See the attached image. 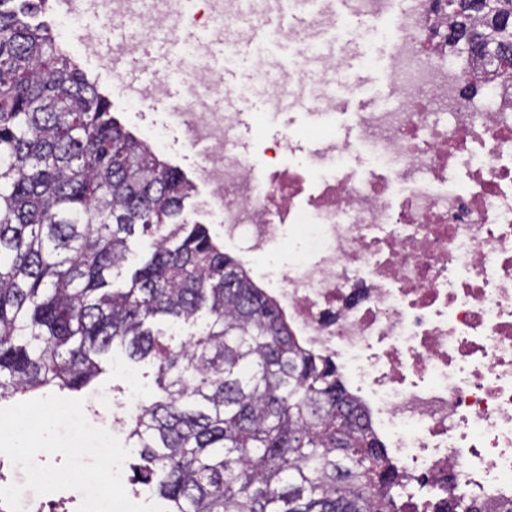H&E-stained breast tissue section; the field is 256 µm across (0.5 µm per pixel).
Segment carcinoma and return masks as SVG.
I'll return each instance as SVG.
<instances>
[{
    "mask_svg": "<svg viewBox=\"0 0 512 512\" xmlns=\"http://www.w3.org/2000/svg\"><path fill=\"white\" fill-rule=\"evenodd\" d=\"M0 0V402L79 392L114 345L157 361L124 423L167 512H399L398 473L336 364L184 216L181 172L114 116L51 34ZM448 44L479 34L512 74V0H448ZM154 251L123 277L128 240ZM205 319L185 342L160 324Z\"/></svg>",
    "mask_w": 512,
    "mask_h": 512,
    "instance_id": "1",
    "label": "carcinoma"
}]
</instances>
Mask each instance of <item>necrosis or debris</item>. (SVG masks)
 I'll use <instances>...</instances> for the list:
<instances>
[{
    "label": "necrosis or debris",
    "instance_id": "necrosis-or-debris-1",
    "mask_svg": "<svg viewBox=\"0 0 512 512\" xmlns=\"http://www.w3.org/2000/svg\"><path fill=\"white\" fill-rule=\"evenodd\" d=\"M306 52L349 19H388L386 103L352 115L356 143L323 130L296 166L238 147L224 73L194 44L169 100L198 164L210 213L244 257L287 244L296 260L263 277L303 346L331 358L399 476L400 512H512V88L459 65L446 0H291ZM56 36L84 60L102 49L82 21L138 28L114 55L158 33L201 27L233 48L276 0H51ZM356 42L297 69L256 54L254 89L271 107L335 116Z\"/></svg>",
    "mask_w": 512,
    "mask_h": 512
}]
</instances>
